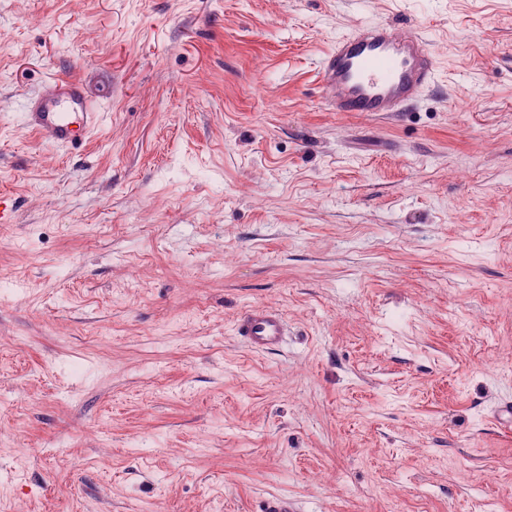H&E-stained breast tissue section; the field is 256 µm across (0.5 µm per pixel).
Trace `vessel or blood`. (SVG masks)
Returning <instances> with one entry per match:
<instances>
[{
	"label": "vessel or blood",
	"instance_id": "1",
	"mask_svg": "<svg viewBox=\"0 0 512 512\" xmlns=\"http://www.w3.org/2000/svg\"><path fill=\"white\" fill-rule=\"evenodd\" d=\"M435 76L427 42L386 24H362L338 38L318 72L330 109L346 113L400 111L417 101ZM98 118L82 86L62 80L34 101L27 123L46 143L74 146L94 130ZM235 330L258 350L276 349L287 336L281 314L264 305L242 312Z\"/></svg>",
	"mask_w": 512,
	"mask_h": 512
}]
</instances>
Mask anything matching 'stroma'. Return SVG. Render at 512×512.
<instances>
[{
  "label": "stroma",
  "mask_w": 512,
  "mask_h": 512,
  "mask_svg": "<svg viewBox=\"0 0 512 512\" xmlns=\"http://www.w3.org/2000/svg\"><path fill=\"white\" fill-rule=\"evenodd\" d=\"M362 23L420 102L329 110ZM0 204V512H512V0H0ZM436 60L416 33L362 24L336 40L319 65V84L333 112H399L436 76ZM26 114L29 127L43 141L61 146L77 145L94 130L99 118L82 86L73 80H62L49 87ZM235 330L251 348L258 350H274L283 344L287 336L281 314L264 305L252 306L242 312Z\"/></svg>",
  "instance_id": "35a3bbf8"
}]
</instances>
